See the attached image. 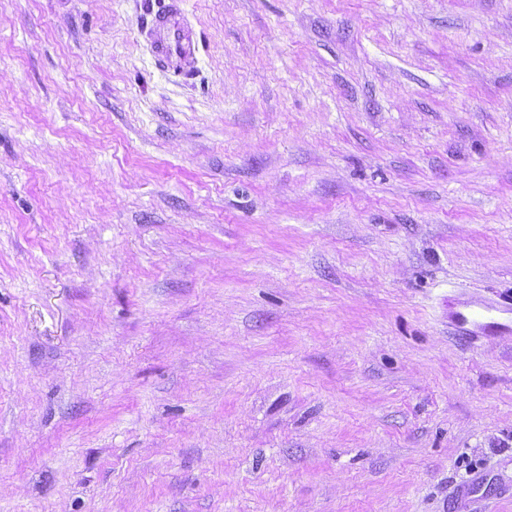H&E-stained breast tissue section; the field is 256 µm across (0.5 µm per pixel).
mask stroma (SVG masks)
<instances>
[{"instance_id": "1", "label": "stroma", "mask_w": 512, "mask_h": 512, "mask_svg": "<svg viewBox=\"0 0 512 512\" xmlns=\"http://www.w3.org/2000/svg\"><path fill=\"white\" fill-rule=\"evenodd\" d=\"M0 0V512H512V0ZM183 4V0H169L154 14L146 33L156 64L166 72H181L180 62L198 51L196 35L185 21ZM450 312L455 327L468 336H495L511 334L512 303H502L497 308L483 304H463Z\"/></svg>"}]
</instances>
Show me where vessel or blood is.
<instances>
[{
	"mask_svg": "<svg viewBox=\"0 0 512 512\" xmlns=\"http://www.w3.org/2000/svg\"><path fill=\"white\" fill-rule=\"evenodd\" d=\"M183 0H168L153 16L146 33L153 58L164 71H179L182 60L195 56L198 42L186 23ZM449 318L455 327L469 336H495L512 333V303L493 308L466 304L452 310Z\"/></svg>",
	"mask_w": 512,
	"mask_h": 512,
	"instance_id": "obj_1",
	"label": "vessel or blood"
}]
</instances>
